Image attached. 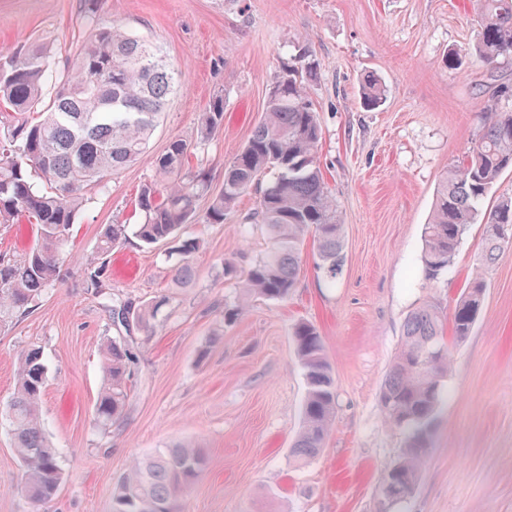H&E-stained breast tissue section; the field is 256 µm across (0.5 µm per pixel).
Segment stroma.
I'll list each match as a JSON object with an SVG mask.
<instances>
[{"label":"stroma","mask_w":512,"mask_h":512,"mask_svg":"<svg viewBox=\"0 0 512 512\" xmlns=\"http://www.w3.org/2000/svg\"><path fill=\"white\" fill-rule=\"evenodd\" d=\"M87 0H0V53L34 42L52 50L54 70L72 69L90 30ZM476 0H97L100 21L151 40L181 71L151 141L189 142V170L205 169L211 192L250 137L283 62L308 49L317 62L309 97L322 129L318 161L336 200L344 262L335 282L306 238L298 284L284 300L235 306L237 285L271 247L248 223L255 195L221 224H189L201 239L191 285L176 284L168 244L117 245L105 262L108 292L140 303L169 299L150 336H137L122 422L102 429L94 405L101 349L115 336L91 288L83 256L110 224H137L149 161L97 185L71 231L62 279L28 311L0 322V404L12 396L17 358L41 349L48 369L40 413L62 482L33 504L8 425L0 424V512H112L118 478L136 459L179 440L204 448L206 469L179 512H375L382 474L404 434L384 423L379 390L406 317L425 300L451 306L481 263L482 229L472 225L441 279L425 280L422 234L449 168L472 147L483 104L512 107V59L494 65L469 54L478 35ZM458 64L448 65L453 52ZM386 85L383 105L361 107L367 72ZM224 98V124L208 141L199 118ZM486 295L472 334L451 342L452 369L435 414L420 480L400 512H512V248L485 268ZM319 330L333 369L336 414L316 458L294 465L291 445L306 393L292 338L295 323Z\"/></svg>","instance_id":"1"}]
</instances>
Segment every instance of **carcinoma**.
Returning <instances> with one entry per match:
<instances>
[{
  "label": "carcinoma",
  "mask_w": 512,
  "mask_h": 512,
  "mask_svg": "<svg viewBox=\"0 0 512 512\" xmlns=\"http://www.w3.org/2000/svg\"><path fill=\"white\" fill-rule=\"evenodd\" d=\"M90 35L77 55L72 73L62 77L53 102L41 99L50 72V51L33 43L0 58V100L9 112L0 116V224L27 217L39 226V238L19 260L0 257V320L29 308L59 278L61 250L83 207L82 190L113 172L147 157L155 180L139 196L144 222L105 228L96 255L85 258L89 281L103 296L112 326L126 335L107 340L105 377L94 415L103 428L119 423L129 402L127 381L136 355L128 335L146 336L167 304L156 297L137 305L102 291L101 259L134 236L142 244L177 243L174 276L194 280L196 237L180 236L186 224H222L239 199L257 194L250 222L266 226L272 247L256 260L239 285L240 305L255 297L284 300L295 288L301 269V246L308 232L317 238L318 268L334 280L343 264L342 224L318 164L321 128L307 86L317 65L303 51L275 76L260 122L224 170V189L211 195L203 216L197 202L209 192L203 171L185 169L189 144L174 139L167 150L150 156V140L168 97L180 88L179 71L148 39L116 25H103L96 3L87 4ZM479 38L474 51L486 63L512 57V0H478ZM385 99L381 79L369 74L361 88L370 109ZM224 98L215 97L200 118V140L223 124ZM512 171V110L490 113L467 156L437 189L421 249L424 278L437 280L452 266L460 241L471 224L482 226L483 260L489 264L507 247L499 226L512 225V196L489 207L486 199L501 175ZM485 278L477 270L454 300L451 339L470 336L482 308ZM441 308L426 301L407 317L400 348L379 394L385 424L403 431L404 448L395 465L400 501L414 491L430 442V426L442 395L441 381L451 367L449 344L442 334ZM304 372L306 395L301 427L291 448L294 461L315 458L324 447L336 412L333 370L317 328L298 322L292 329ZM441 353L420 366L431 349ZM47 366L37 348L19 358L16 388L0 408L9 421L14 449L24 471L23 489L34 504L51 499L62 482L55 448L43 432L39 405ZM206 454L190 441H178L134 462L113 493V512H178L180 497L203 475Z\"/></svg>",
  "instance_id": "carcinoma-1"
}]
</instances>
